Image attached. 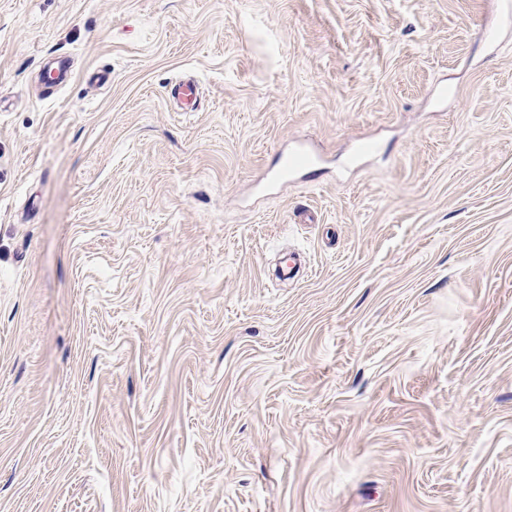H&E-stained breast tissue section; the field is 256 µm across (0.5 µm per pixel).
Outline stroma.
Returning <instances> with one entry per match:
<instances>
[{
    "instance_id": "35a3bbf8",
    "label": "stroma",
    "mask_w": 512,
    "mask_h": 512,
    "mask_svg": "<svg viewBox=\"0 0 512 512\" xmlns=\"http://www.w3.org/2000/svg\"><path fill=\"white\" fill-rule=\"evenodd\" d=\"M493 7L0 0V512H512ZM170 95L183 103L190 112L198 101L199 90L195 82L180 81L170 86ZM317 156L315 153L305 145H299L292 153L284 159L279 176L283 179H288V175L305 166L314 165Z\"/></svg>"
}]
</instances>
